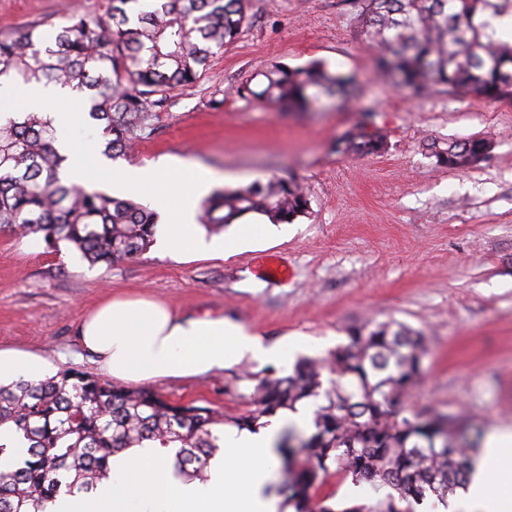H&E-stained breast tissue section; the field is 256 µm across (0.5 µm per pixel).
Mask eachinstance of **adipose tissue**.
<instances>
[{
  "instance_id": "1",
  "label": "adipose tissue",
  "mask_w": 512,
  "mask_h": 512,
  "mask_svg": "<svg viewBox=\"0 0 512 512\" xmlns=\"http://www.w3.org/2000/svg\"><path fill=\"white\" fill-rule=\"evenodd\" d=\"M77 335L107 374L133 383L200 377L244 361L282 362L289 353L239 323L189 317L151 298H109L81 318ZM291 421L308 425L311 414L302 408L255 429L225 428L224 449L203 483L177 476L164 449H126L94 490L59 495L43 512H280L272 490L275 444ZM511 449L512 432L493 434L466 486L445 502L426 499L422 512H512Z\"/></svg>"
}]
</instances>
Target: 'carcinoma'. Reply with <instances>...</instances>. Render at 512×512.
<instances>
[{"label":"carcinoma","mask_w":512,"mask_h":512,"mask_svg":"<svg viewBox=\"0 0 512 512\" xmlns=\"http://www.w3.org/2000/svg\"><path fill=\"white\" fill-rule=\"evenodd\" d=\"M250 0H111L105 17L72 15L44 33L31 24L0 36V78L35 81L86 97L88 116L110 159L151 134L179 86L194 83L216 53L251 21ZM358 36L374 51L384 80L423 97L436 85L512 104V0H355ZM261 88L237 89L278 112H306L322 96L346 97L355 78L323 62L276 65ZM57 131L37 110L0 121V224L67 243L93 267L131 259L154 242L158 214L132 200L63 179ZM385 146L365 126L336 151L366 156ZM448 169H464L491 150L483 138L426 144ZM300 181L270 178L216 190L199 223L221 232L248 214L292 224L307 214ZM424 336L391 322H366L322 358H304L285 376L269 375L255 408L235 417L211 405L174 403L152 389L128 390L70 368L37 383L0 385V427L28 442L29 456L0 470V512H39L61 493H88L109 474L112 456L145 445L175 448L177 471L205 478L222 448L224 425L251 429L263 417L313 399L310 434L289 429L276 452L279 492L294 512H409L401 503L444 499L468 476L473 443L456 431L466 417L406 407L421 377ZM341 473L371 492L336 506L323 492Z\"/></svg>","instance_id":"cac0c4a2"}]
</instances>
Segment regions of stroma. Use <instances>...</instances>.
<instances>
[{"label":"stroma","mask_w":512,"mask_h":512,"mask_svg":"<svg viewBox=\"0 0 512 512\" xmlns=\"http://www.w3.org/2000/svg\"><path fill=\"white\" fill-rule=\"evenodd\" d=\"M109 0H0V34L67 12L102 16ZM255 20L192 84L171 92L153 133L117 165L162 160L215 173L216 189L294 177L308 192L306 217L236 254L174 260L148 249L88 266L69 250L0 226V350L46 358L52 372H103L78 344L86 310L111 294L151 295L179 312L245 324L265 343H290L294 358L321 357L369 320L420 330L428 345L414 411L464 414L491 431L512 428V106L437 86L422 99L378 80L356 34L350 0H253ZM321 60L353 74L356 96L294 114L239 96L276 63ZM371 111L385 149L338 153L337 138ZM484 138L473 167L436 165L434 140ZM287 267L268 278L262 261ZM292 364L233 365L156 387L170 400L250 409L269 371Z\"/></svg>","instance_id":"1"}]
</instances>
